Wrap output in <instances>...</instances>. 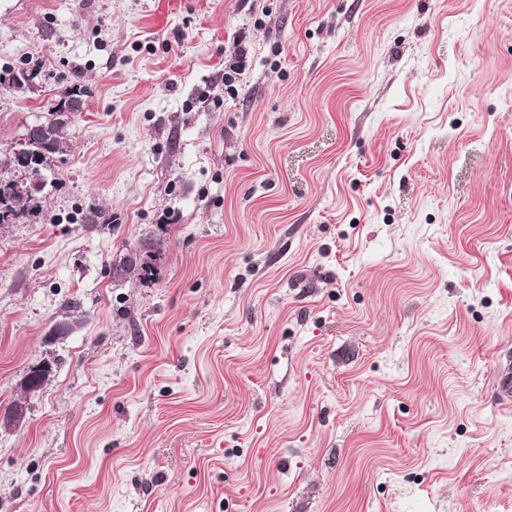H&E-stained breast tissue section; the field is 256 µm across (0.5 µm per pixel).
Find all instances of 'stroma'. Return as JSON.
Returning a JSON list of instances; mask_svg holds the SVG:
<instances>
[{"label":"stroma","mask_w":512,"mask_h":512,"mask_svg":"<svg viewBox=\"0 0 512 512\" xmlns=\"http://www.w3.org/2000/svg\"><path fill=\"white\" fill-rule=\"evenodd\" d=\"M156 2L0 0V152L87 90L0 225V407L82 321L0 512H512V0ZM1 72L21 74L24 77L25 85H16L0 81V87L26 93L34 91L40 83L42 67L38 62H23L15 66H1L0 73ZM86 97L87 92L85 88L74 86L66 89L51 101L44 115L39 118V121L44 124L46 129L54 134L56 142L62 148L60 151L53 153V157L48 156L40 161L38 159L41 152L40 147H32L33 151L31 156L38 159L37 164L40 166L41 172L45 176L43 189L36 196H11L8 203L0 199V225L20 224L31 218H38L39 215H43V195L46 193L45 191L48 186H54L53 180L48 181V175L53 173L55 162L63 161L64 155L71 149V140L69 137L70 126L75 118L76 112L84 111L83 106L85 108ZM78 101L79 107L74 112V105ZM64 103L67 105L66 111L60 107V104ZM158 253L152 241H145L138 249H135L130 259L133 264H141L146 262H153L157 259ZM154 259V260H153ZM133 264L124 261L122 270L128 273H135L139 280H150L154 276V266L145 264L141 266H134Z\"/></svg>","instance_id":"35a3bbf8"}]
</instances>
